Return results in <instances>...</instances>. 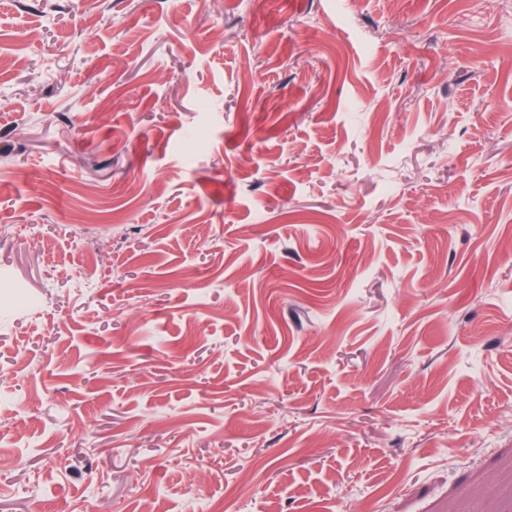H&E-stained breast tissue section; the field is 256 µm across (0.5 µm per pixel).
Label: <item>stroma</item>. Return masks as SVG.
<instances>
[{"label": "stroma", "instance_id": "1", "mask_svg": "<svg viewBox=\"0 0 512 512\" xmlns=\"http://www.w3.org/2000/svg\"><path fill=\"white\" fill-rule=\"evenodd\" d=\"M512 512V0H0V512Z\"/></svg>", "mask_w": 512, "mask_h": 512}]
</instances>
